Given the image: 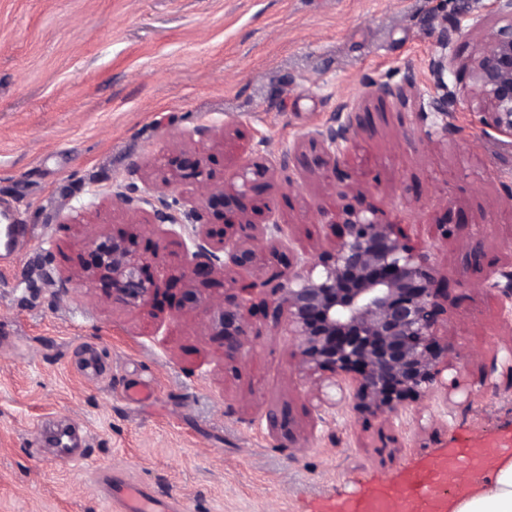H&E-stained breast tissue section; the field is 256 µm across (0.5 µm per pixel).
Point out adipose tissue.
Listing matches in <instances>:
<instances>
[{
	"instance_id": "1",
	"label": "adipose tissue",
	"mask_w": 512,
	"mask_h": 512,
	"mask_svg": "<svg viewBox=\"0 0 512 512\" xmlns=\"http://www.w3.org/2000/svg\"><path fill=\"white\" fill-rule=\"evenodd\" d=\"M462 492L448 504L449 512H512V456L500 457L491 479L475 482L461 475Z\"/></svg>"
}]
</instances>
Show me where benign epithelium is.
<instances>
[{
	"instance_id": "benign-epithelium-1",
	"label": "benign epithelium",
	"mask_w": 512,
	"mask_h": 512,
	"mask_svg": "<svg viewBox=\"0 0 512 512\" xmlns=\"http://www.w3.org/2000/svg\"><path fill=\"white\" fill-rule=\"evenodd\" d=\"M498 2L507 23L489 34L470 68L485 99L481 123L512 140V0ZM437 47L428 63L435 89L428 106L441 117L440 134L446 139L457 131L448 116L465 107L448 91V29L439 33ZM361 125L359 113L341 105L276 160H249L222 187L213 183L216 159L179 144L168 160L170 174L200 184L205 189L200 201L189 206L144 181L113 193V202L134 212L148 206L149 223L187 234L179 310L207 309L203 291L217 285L214 275L224 270L227 287L210 310L208 326L230 359L244 351L250 331L249 300L235 292V275L257 271L260 250L268 249L284 265L273 288L270 317L275 324L287 319L288 332L297 341L299 368L309 376L330 373L333 386L349 388L356 415L390 426L407 403L444 385L443 372L453 367L448 346L437 340L448 286L438 279L430 254L404 243L395 225L361 204L346 206L332 217L331 223L342 226L340 240L310 257L293 250L289 226L254 220L258 201L272 188L278 168L311 173L326 169L343 180L340 158ZM90 249L93 274L111 286L113 302L139 308L154 300L157 288L146 271V258L124 236L99 235ZM462 250L475 265L484 257L483 241L475 233L462 243ZM488 287L512 301V268L492 272Z\"/></svg>"
}]
</instances>
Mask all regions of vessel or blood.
Listing matches in <instances>:
<instances>
[{"instance_id": "1", "label": "vessel or blood", "mask_w": 512, "mask_h": 512, "mask_svg": "<svg viewBox=\"0 0 512 512\" xmlns=\"http://www.w3.org/2000/svg\"><path fill=\"white\" fill-rule=\"evenodd\" d=\"M29 237L28 225L12 223L1 227L0 265L11 264L26 246ZM491 456V451L485 448L449 449L445 456L429 467L409 474L408 493L397 496L388 489L375 488L341 504L339 512H438V488L452 482L464 465L488 472ZM97 482L107 490L120 512H170V504L154 498L137 486L113 485L111 473H100Z\"/></svg>"}]
</instances>
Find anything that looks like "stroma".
Segmentation results:
<instances>
[{"label": "stroma", "instance_id": "obj_1", "mask_svg": "<svg viewBox=\"0 0 512 512\" xmlns=\"http://www.w3.org/2000/svg\"><path fill=\"white\" fill-rule=\"evenodd\" d=\"M501 23L495 0H0V209L33 231L0 269V512H115L96 484L104 470L186 512H333L448 449L512 451V318L487 286L512 262V141L473 111L441 139L428 112L439 32L448 89L475 105L467 62ZM410 73L405 100L377 96ZM343 104L370 117L345 179L279 171L266 200L309 256L335 240L318 209L364 200L447 275L439 340L460 386L403 410L392 442L349 400L320 407L331 375L300 370L286 324L254 315L231 360L204 311L115 304L80 266L94 235L122 232L155 244L158 285L183 271V237L112 204L132 162L160 181L189 141L228 180ZM198 126L210 135L189 138ZM449 212L479 232L480 265L438 231ZM89 348L102 377L79 368ZM136 380L155 392L130 403ZM286 408L291 428L270 427L267 413ZM67 425L88 433L76 469L52 438Z\"/></svg>", "mask_w": 512, "mask_h": 512}]
</instances>
